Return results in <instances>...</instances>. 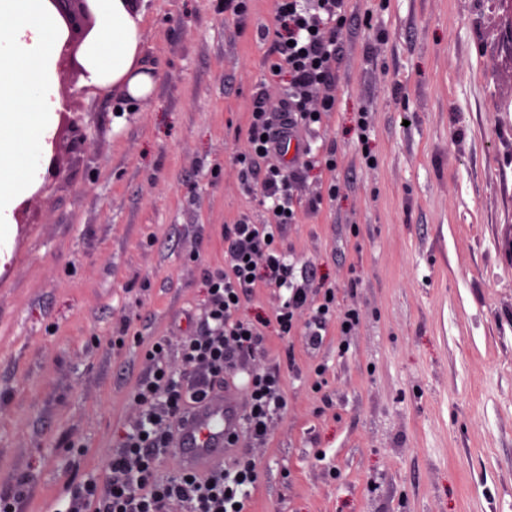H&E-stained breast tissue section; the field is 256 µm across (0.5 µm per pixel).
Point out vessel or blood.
Masks as SVG:
<instances>
[{
	"label": "vessel or blood",
	"instance_id": "obj_1",
	"mask_svg": "<svg viewBox=\"0 0 512 512\" xmlns=\"http://www.w3.org/2000/svg\"><path fill=\"white\" fill-rule=\"evenodd\" d=\"M245 391L214 388L177 424L171 446L186 470L207 475L221 470L244 423Z\"/></svg>",
	"mask_w": 512,
	"mask_h": 512
}]
</instances>
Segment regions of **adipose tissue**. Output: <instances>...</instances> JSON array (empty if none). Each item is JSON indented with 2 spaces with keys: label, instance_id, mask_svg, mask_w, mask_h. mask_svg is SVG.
I'll use <instances>...</instances> for the list:
<instances>
[{
  "label": "adipose tissue",
  "instance_id": "1",
  "mask_svg": "<svg viewBox=\"0 0 512 512\" xmlns=\"http://www.w3.org/2000/svg\"><path fill=\"white\" fill-rule=\"evenodd\" d=\"M137 0H94L98 26L82 50L87 84L110 87L129 100L147 103L154 89L152 75L140 63L142 17Z\"/></svg>",
  "mask_w": 512,
  "mask_h": 512
}]
</instances>
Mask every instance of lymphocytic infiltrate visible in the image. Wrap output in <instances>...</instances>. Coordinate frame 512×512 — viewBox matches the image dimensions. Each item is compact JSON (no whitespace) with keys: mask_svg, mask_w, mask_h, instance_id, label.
Masks as SVG:
<instances>
[{"mask_svg":"<svg viewBox=\"0 0 512 512\" xmlns=\"http://www.w3.org/2000/svg\"><path fill=\"white\" fill-rule=\"evenodd\" d=\"M345 8L346 0H312L308 6L300 0H277L275 23L263 37L270 43L271 68L283 69L287 78L286 95L273 110L263 93L255 94L246 131L248 149L236 158L242 182L262 183L273 200V220L268 225H225L224 266L204 270L203 314L197 330L183 336L179 347L190 381L175 378L163 352L149 350L151 370L133 390L141 408L135 427L123 436L104 475L87 478L71 494L64 512H168L174 500L183 504L184 512H246L247 488L258 479L248 455H239L231 468L207 476L184 471L175 480L161 482L154 471L159 456L170 449L179 418L209 388L223 385L226 377L240 372L248 376L243 433L253 444L267 441L274 417L286 407L279 371L250 366L264 347L263 324L240 311L257 284L286 292L275 313L280 335L300 332L308 345L317 347L334 323L341 334L339 349H348L360 322L358 310L338 307L327 295H314L319 283L316 266L288 263L280 239L283 225L297 219L298 185L315 166L336 169V150L328 146L316 156L306 147L287 166L278 157L276 137L277 121L306 131L332 109L329 88L342 49L339 23ZM303 312L308 318L302 322L298 316Z\"/></svg>","mask_w":512,"mask_h":512,"instance_id":"lymphocytic-infiltrate-1","label":"lymphocytic infiltrate"}]
</instances>
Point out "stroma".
Listing matches in <instances>:
<instances>
[{"instance_id":"35a3bbf8","label":"stroma","mask_w":512,"mask_h":512,"mask_svg":"<svg viewBox=\"0 0 512 512\" xmlns=\"http://www.w3.org/2000/svg\"><path fill=\"white\" fill-rule=\"evenodd\" d=\"M138 12L149 104L74 99L51 145L64 175L19 201L0 261V494L17 512L103 475L146 350L167 338L177 365L198 325L225 225L272 220L235 157L254 93L274 106L286 88L259 36L275 0ZM511 26L512 0H349L336 107L309 136L339 166L310 172L283 241L361 320L347 352L332 327L311 350L254 288L256 363L279 366L287 406L266 444L239 446L258 471L247 512H512Z\"/></svg>"}]
</instances>
